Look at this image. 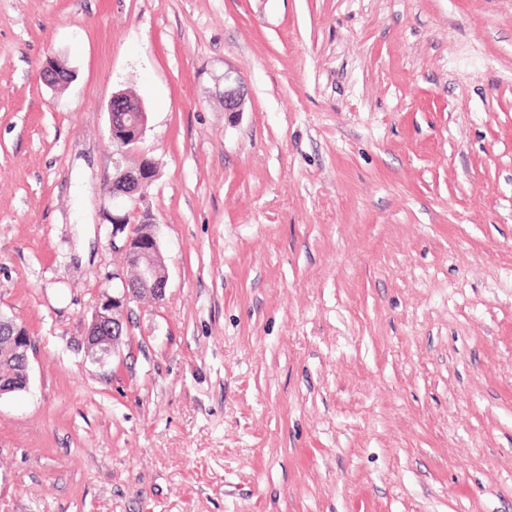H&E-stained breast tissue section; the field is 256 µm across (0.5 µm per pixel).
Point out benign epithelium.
<instances>
[{"label": "benign epithelium", "instance_id": "7a95c632", "mask_svg": "<svg viewBox=\"0 0 512 512\" xmlns=\"http://www.w3.org/2000/svg\"><path fill=\"white\" fill-rule=\"evenodd\" d=\"M43 81L51 86L66 84L71 78L70 70L59 60L51 58L41 69ZM246 89L240 78L224 73V111L236 114L243 111ZM110 117V139L116 155V173L108 186L112 200L120 204L125 200L141 201L146 196L157 169L156 162L143 157L133 167H125L122 160L141 140L147 124V115L142 105L125 92L112 94L108 104ZM112 224V238H124L119 251L124 255V268L131 272L117 274L120 284L118 292L105 296L96 306L85 338L86 349L97 360L116 352L121 338L112 335L113 324L125 321L128 306L141 298V290L154 293L156 300L165 296L168 274L164 265L157 236V225L151 216L142 215L134 225L130 213L122 210L108 215ZM0 342L11 349L25 375L21 382L12 376H0V397L23 391L29 383L31 358L37 350L31 347L26 326L14 317L0 314Z\"/></svg>", "mask_w": 512, "mask_h": 512}]
</instances>
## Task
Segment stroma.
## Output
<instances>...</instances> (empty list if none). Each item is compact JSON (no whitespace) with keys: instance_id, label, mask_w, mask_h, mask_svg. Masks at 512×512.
Masks as SVG:
<instances>
[{"instance_id":"obj_1","label":"stroma","mask_w":512,"mask_h":512,"mask_svg":"<svg viewBox=\"0 0 512 512\" xmlns=\"http://www.w3.org/2000/svg\"><path fill=\"white\" fill-rule=\"evenodd\" d=\"M119 91L168 283L98 363ZM0 312V512H512V0H0ZM41 77L47 85L56 87L66 84L71 78V73L62 62L50 58L41 69ZM246 89L240 78L230 72L224 73V110L230 114L242 112ZM29 338L35 343L33 336H28L26 326L23 324V322L18 321L14 317H5L0 313V342L2 341L11 349L12 354L16 357L19 364L22 365L25 372L22 382H16V380L10 375L2 377L0 375V398H2L4 395L23 391L28 386L31 356L35 357L37 354V350L31 347V341ZM2 350L3 349L1 348V373L14 371L15 374L20 377V366L17 361L9 357V354Z\"/></svg>"}]
</instances>
